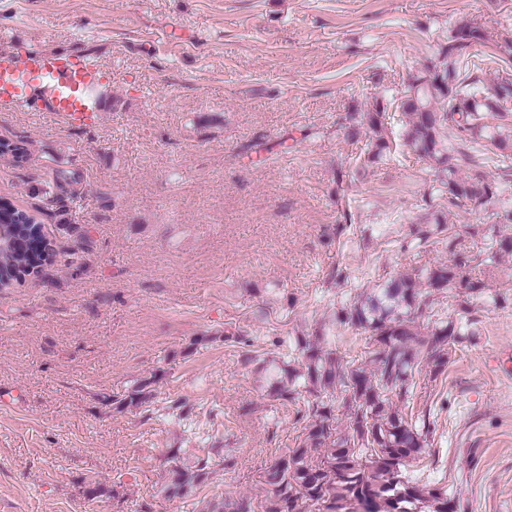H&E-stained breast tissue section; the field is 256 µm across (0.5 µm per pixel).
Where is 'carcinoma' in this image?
Instances as JSON below:
<instances>
[{"label": "carcinoma", "mask_w": 512, "mask_h": 512, "mask_svg": "<svg viewBox=\"0 0 512 512\" xmlns=\"http://www.w3.org/2000/svg\"><path fill=\"white\" fill-rule=\"evenodd\" d=\"M487 37L478 26L462 21L437 42L424 70L411 75L393 110L403 128V146L435 171L437 203L420 216L411 239L400 248L419 247L439 239L452 260L402 273L357 294L333 312L330 324H319L299 336L289 361L278 363L270 351L254 347L247 332L230 322L224 343L243 349V356L274 373L271 393L293 407L300 426L295 447L286 449L265 468L267 495L263 512H455L440 481L411 477V468L430 452L437 423L431 409L415 408L414 397L426 377L419 356L427 359L430 378L448 365L468 332L435 309L437 296L455 290L462 310L485 287L471 266L493 268L501 255L512 256V237L492 240L487 256L461 251L457 235L443 219L451 208H498L496 218L512 223V39L484 51ZM501 66L503 76L485 83L484 66ZM388 107L378 104L359 117L348 112L341 125L352 133L363 128L371 138L366 162L382 158L390 148ZM496 119L493 125L489 120ZM494 164L495 174L482 167ZM473 174L459 176L461 167ZM36 218L10 202L0 203V238L17 242L30 237ZM38 264L15 246L0 250V287L8 288L34 272ZM349 324L361 332V349L340 354L330 339L331 325ZM161 377L138 380L112 408L132 412L156 397ZM346 419L337 429L336 412ZM234 466L228 456L186 458L180 449L166 457L167 498H186L216 471ZM201 512H256L248 496L206 502Z\"/></svg>", "instance_id": "cac0c4a2"}]
</instances>
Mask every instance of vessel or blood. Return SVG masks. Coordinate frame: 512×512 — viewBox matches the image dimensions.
<instances>
[{"label": "vessel or blood", "instance_id": "obj_1", "mask_svg": "<svg viewBox=\"0 0 512 512\" xmlns=\"http://www.w3.org/2000/svg\"><path fill=\"white\" fill-rule=\"evenodd\" d=\"M48 84L42 107L55 121L72 129L101 124L102 102L112 94L109 72L77 54L52 50L32 52L20 62L0 60V104L23 107L33 90Z\"/></svg>", "mask_w": 512, "mask_h": 512}]
</instances>
